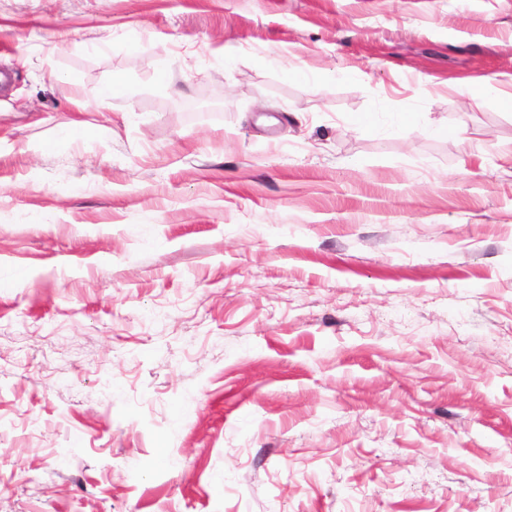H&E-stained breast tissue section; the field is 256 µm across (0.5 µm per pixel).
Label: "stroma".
<instances>
[{"label": "stroma", "mask_w": 512, "mask_h": 512, "mask_svg": "<svg viewBox=\"0 0 512 512\" xmlns=\"http://www.w3.org/2000/svg\"><path fill=\"white\" fill-rule=\"evenodd\" d=\"M0 72V512H512V0H0Z\"/></svg>", "instance_id": "35a3bbf8"}]
</instances>
